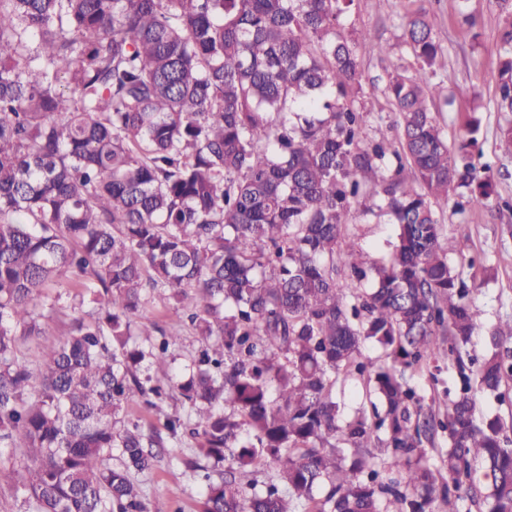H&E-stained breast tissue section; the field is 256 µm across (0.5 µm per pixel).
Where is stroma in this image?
Returning <instances> with one entry per match:
<instances>
[{
	"mask_svg": "<svg viewBox=\"0 0 512 512\" xmlns=\"http://www.w3.org/2000/svg\"><path fill=\"white\" fill-rule=\"evenodd\" d=\"M424 4L433 24V34L445 54V69L432 78L433 94L452 95L451 106L443 108L437 119L449 142H456L461 132V118L474 113L480 122L478 133L482 153L476 158L478 168L488 169L501 198L512 199V147L505 146L500 129L512 115L497 111V56L503 15L496 0H355L349 18L355 29L370 31L385 46V53L370 47L357 48L359 66L365 85L375 86L369 100L370 113L363 131L366 138H393L394 120L381 90L388 72L414 74L415 60L403 38L402 16ZM470 12L476 27L463 23L462 12ZM445 234L454 249L449 262L467 283L469 302L483 312L482 325L468 347L470 355L483 356L490 331L498 322L512 320V213L494 209L456 212L452 205L436 207ZM350 239L371 256L385 254L395 238L394 225L376 223L353 215L347 227ZM477 265H470V258ZM62 298L48 312L43 323L53 336H65L74 317V298L88 296L80 279L69 276L62 282ZM162 329L169 341L167 372L184 375L203 348L190 322H173L166 300L157 298L143 312ZM180 419L178 432H170L168 422ZM123 423L135 422L146 438L155 439L152 469L136 474L145 512H198L206 484L195 467L203 463L199 453L200 437L191 433L198 421L192 407L179 390L165 388L153 404L133 397L122 412Z\"/></svg>",
	"mask_w": 512,
	"mask_h": 512,
	"instance_id": "35a3bbf8",
	"label": "stroma"
}]
</instances>
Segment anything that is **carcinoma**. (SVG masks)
<instances>
[{
	"label": "carcinoma",
	"mask_w": 512,
	"mask_h": 512,
	"mask_svg": "<svg viewBox=\"0 0 512 512\" xmlns=\"http://www.w3.org/2000/svg\"><path fill=\"white\" fill-rule=\"evenodd\" d=\"M353 2L0 0V447L25 449L12 473L27 512H144L131 474L154 455L118 415L166 385L196 410L200 452L228 461L204 475L199 512H460L482 478L489 512H512V438L474 399L503 396L512 321L466 374L482 312L435 210L450 194L461 211L491 205L479 123L448 146L427 102L445 61L421 6L403 22L417 70L386 84L396 142L365 139L355 41L383 48L348 30ZM498 3L496 109L512 113V0ZM370 195L363 215L396 225L379 260L345 232ZM68 274L91 299L35 375L15 343L49 335L34 303L55 306L45 289ZM157 292L204 344L165 384L137 372L164 368L168 342L130 343L154 335L132 316ZM449 355L463 384L426 414L407 375ZM357 375L377 403L343 417L336 388Z\"/></svg>",
	"instance_id": "cac0c4a2"
}]
</instances>
